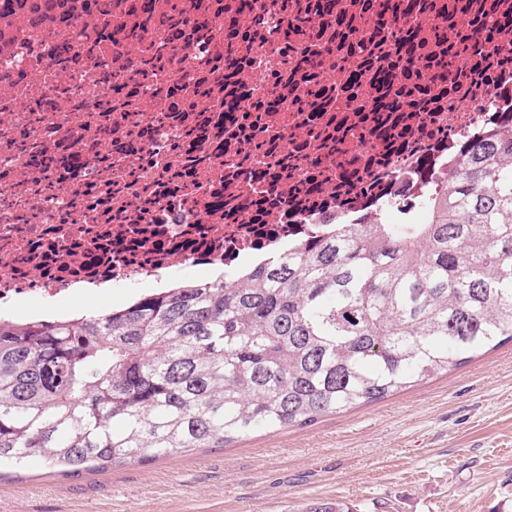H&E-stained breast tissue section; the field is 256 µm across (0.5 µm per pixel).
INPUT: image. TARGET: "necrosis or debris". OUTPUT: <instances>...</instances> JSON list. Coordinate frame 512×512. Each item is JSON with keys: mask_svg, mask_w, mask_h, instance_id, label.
Returning <instances> with one entry per match:
<instances>
[{"mask_svg": "<svg viewBox=\"0 0 512 512\" xmlns=\"http://www.w3.org/2000/svg\"><path fill=\"white\" fill-rule=\"evenodd\" d=\"M39 2L0 0L1 312L82 288H173L182 269L231 260L244 272L316 228L412 223L462 146L512 115V0H394L366 25L364 0H340L344 22L316 20L337 33L338 63L319 78L332 112L250 109L269 97L268 72L296 82L286 60L316 42L255 45L235 111L218 90L199 111L172 112L156 91L195 97L194 66L127 68L141 51L128 32L152 0H58L47 20ZM77 16L107 34L95 59L80 54ZM400 37L415 57L446 54L455 72L435 87L436 65L408 79L395 66ZM65 49L74 60L60 61ZM117 81L136 89L137 111H107ZM418 84L432 88L429 111L407 108Z\"/></svg>", "mask_w": 512, "mask_h": 512, "instance_id": "1", "label": "necrosis or debris"}]
</instances>
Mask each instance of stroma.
<instances>
[{"mask_svg": "<svg viewBox=\"0 0 512 512\" xmlns=\"http://www.w3.org/2000/svg\"><path fill=\"white\" fill-rule=\"evenodd\" d=\"M512 512V343L306 427L64 477L0 471V512Z\"/></svg>", "mask_w": 512, "mask_h": 512, "instance_id": "obj_1", "label": "stroma"}]
</instances>
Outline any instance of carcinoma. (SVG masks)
Masks as SVG:
<instances>
[{
    "label": "carcinoma",
    "mask_w": 512,
    "mask_h": 512,
    "mask_svg": "<svg viewBox=\"0 0 512 512\" xmlns=\"http://www.w3.org/2000/svg\"><path fill=\"white\" fill-rule=\"evenodd\" d=\"M305 6L234 0L259 29L221 45L211 23L163 0L142 73L181 70L192 41L216 83L254 43L312 38ZM87 54L107 38L74 20ZM332 48L295 59L316 70ZM426 224H338L245 274L150 292L62 319H0V466L65 475L223 448L384 399L512 341V120L460 151Z\"/></svg>",
    "instance_id": "obj_1"
}]
</instances>
